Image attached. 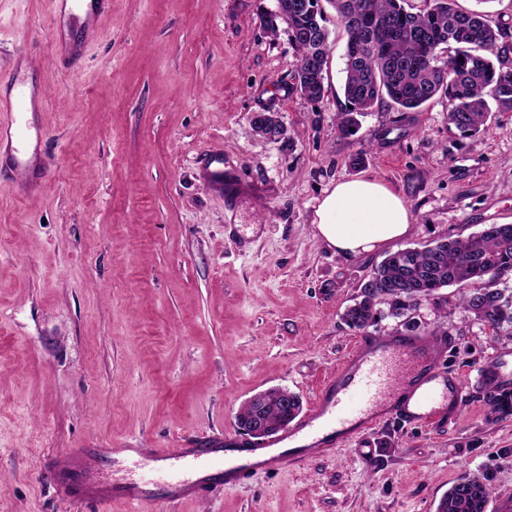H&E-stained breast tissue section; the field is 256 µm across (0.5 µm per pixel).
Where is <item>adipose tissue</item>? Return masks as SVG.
I'll return each instance as SVG.
<instances>
[{"label": "adipose tissue", "mask_w": 512, "mask_h": 512, "mask_svg": "<svg viewBox=\"0 0 512 512\" xmlns=\"http://www.w3.org/2000/svg\"><path fill=\"white\" fill-rule=\"evenodd\" d=\"M319 239L344 257L365 256L407 236L414 216L382 181L359 177L337 181L315 210Z\"/></svg>", "instance_id": "1"}]
</instances>
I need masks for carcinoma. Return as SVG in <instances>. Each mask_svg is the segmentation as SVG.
Returning <instances> with one entry per match:
<instances>
[{
  "instance_id": "obj_1",
  "label": "carcinoma",
  "mask_w": 512,
  "mask_h": 512,
  "mask_svg": "<svg viewBox=\"0 0 512 512\" xmlns=\"http://www.w3.org/2000/svg\"><path fill=\"white\" fill-rule=\"evenodd\" d=\"M334 9L347 33L344 109L337 127L345 137L357 134L359 118L377 102L388 100L402 112H415L436 96L448 98V124L461 135H477L487 123L491 104L512 108V44L492 24L486 11H464L455 0H423L414 11L408 0H277L265 24L275 34L286 26L298 54L292 89L307 101H324L327 60L331 50L327 17L320 2ZM253 123L264 139L285 135L258 113ZM512 279V224H491L468 237L450 236L424 248H404L372 268L360 298L342 313L358 331L379 319L399 316L440 290L460 288L455 304L493 333L512 335V295L499 285ZM387 306L382 310L379 305ZM483 395L490 413L512 416V391L484 374ZM267 420L291 422L301 413L297 395L288 410L268 390ZM490 489L477 476L453 484L436 512H486Z\"/></svg>"
}]
</instances>
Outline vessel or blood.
<instances>
[{"mask_svg": "<svg viewBox=\"0 0 512 512\" xmlns=\"http://www.w3.org/2000/svg\"><path fill=\"white\" fill-rule=\"evenodd\" d=\"M14 93L0 99V148L15 170L29 172L32 142L43 132L32 129L28 115L40 104L33 77L11 74ZM446 347L442 337L413 333L363 336L350 356L327 379L313 412L289 423L274 439L255 442L224 433L197 437L176 448L131 451L138 472L122 480L101 475L113 460L108 448H76L52 468L49 480L62 495L90 503L123 504L126 512H158L242 483L251 474L305 460L311 449L344 448L364 439L379 423H432L440 412L455 409L465 382L454 371L441 374ZM361 396L350 408L353 396Z\"/></svg>", "mask_w": 512, "mask_h": 512, "instance_id": "vessel-or-blood-1", "label": "vessel or blood"}]
</instances>
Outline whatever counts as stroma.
<instances>
[{"label": "stroma", "mask_w": 512, "mask_h": 512, "mask_svg": "<svg viewBox=\"0 0 512 512\" xmlns=\"http://www.w3.org/2000/svg\"><path fill=\"white\" fill-rule=\"evenodd\" d=\"M59 0H0V91L14 66L46 96L32 115L48 135L38 191H15L0 166V512H125L57 494L46 469L73 448H174L236 433L253 395L285 388L303 413L360 331L341 319L377 251L351 259L313 224L326 189L380 179L415 217L393 250L512 224V109L460 137L447 98L421 111L375 104L343 137L347 34L326 96L293 90L287 32L262 23L276 0H111L97 24L55 34ZM276 113L285 134L261 141L251 118ZM363 153L365 165L350 160ZM224 159V186L206 174ZM440 327L445 366L466 388L429 426L388 422L373 449L314 450L166 512H435L465 476L512 498V417L493 419L485 369L512 390V337L433 300L370 331Z\"/></svg>", "instance_id": "35a3bbf8"}]
</instances>
